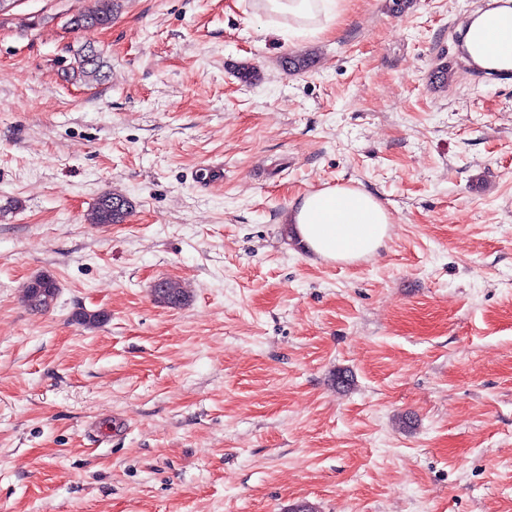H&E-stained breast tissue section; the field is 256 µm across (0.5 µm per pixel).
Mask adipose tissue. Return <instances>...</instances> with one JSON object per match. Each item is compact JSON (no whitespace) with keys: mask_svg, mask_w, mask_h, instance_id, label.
I'll return each mask as SVG.
<instances>
[{"mask_svg":"<svg viewBox=\"0 0 512 512\" xmlns=\"http://www.w3.org/2000/svg\"><path fill=\"white\" fill-rule=\"evenodd\" d=\"M344 0H257L259 15L281 17L290 35L328 31ZM467 47L484 67H512V39L500 38L492 14L470 27ZM288 221L296 238L320 261L350 264L374 254L389 236L392 217L370 193L355 186H330L307 193L292 206Z\"/></svg>","mask_w":512,"mask_h":512,"instance_id":"obj_1","label":"adipose tissue"}]
</instances>
